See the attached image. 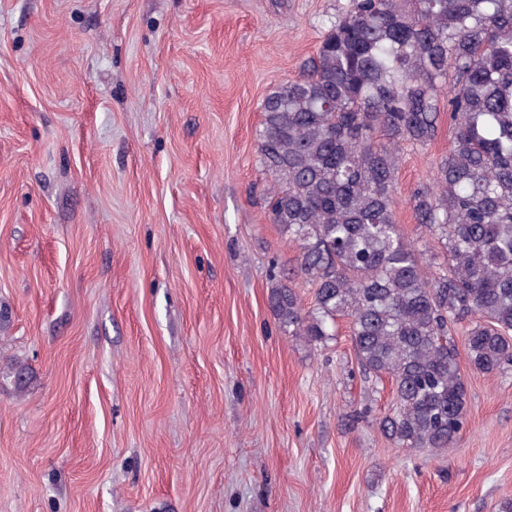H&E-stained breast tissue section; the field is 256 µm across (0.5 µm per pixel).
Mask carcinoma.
<instances>
[{
	"mask_svg": "<svg viewBox=\"0 0 512 512\" xmlns=\"http://www.w3.org/2000/svg\"><path fill=\"white\" fill-rule=\"evenodd\" d=\"M454 127L432 183L410 198L448 252L432 276L396 222L400 154ZM258 163L269 221L297 249L271 287L280 328L315 342L350 322L364 374L391 381L380 430L440 450L467 429L470 367H512V0H347L294 80L263 101Z\"/></svg>",
	"mask_w": 512,
	"mask_h": 512,
	"instance_id": "cac0c4a2",
	"label": "carcinoma"
}]
</instances>
